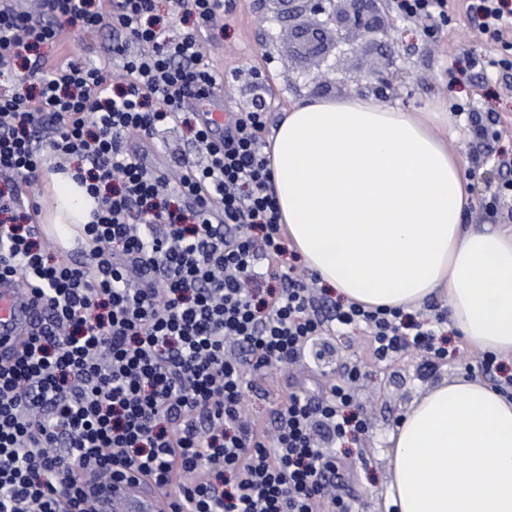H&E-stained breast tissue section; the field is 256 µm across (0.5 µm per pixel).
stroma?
I'll use <instances>...</instances> for the list:
<instances>
[{"mask_svg": "<svg viewBox=\"0 0 512 512\" xmlns=\"http://www.w3.org/2000/svg\"><path fill=\"white\" fill-rule=\"evenodd\" d=\"M313 22V16L306 14L296 22L279 25L267 20L262 0H233L222 27L201 34L206 61L224 76L226 107L249 110L256 93H263L268 107L265 136H272L284 111L297 102L373 95L366 76L380 57L378 41L355 31L348 44L329 48L325 58L297 55L295 28ZM391 22L387 40L394 51V106L413 111L439 101L470 102L482 120L499 116L497 135L480 143L474 142L467 118L455 117L448 130V148L472 177L474 202L467 223L512 226V193L503 191L497 165L499 159L512 158V78L484 76L474 67V60L491 54L493 48L463 13H456L449 26L434 34L427 32L422 21L395 16ZM114 39L108 28L89 34L67 25L56 52L81 63L94 62L110 53ZM129 144L144 149L148 163L161 168L171 158L196 154L183 128L167 130L158 149L145 147L135 136ZM317 296V309L328 320L321 341L338 352V361L323 364L307 354L290 366H270L256 386L245 390L243 410L251 418L272 422L275 410L293 390L306 388L314 397H322L344 366L359 365L364 376L354 385L351 410L366 421L367 429L335 445L337 461L348 470L347 482L337 493L350 502L352 512H383L390 429L441 381L462 374L480 380L484 374L478 360L471 358L470 348L456 336L450 337L448 354L441 359L410 350L390 361H376L364 331L344 333L331 323L332 306L338 299L335 290L321 286Z\"/></svg>", "mask_w": 512, "mask_h": 512, "instance_id": "1", "label": "stroma"}]
</instances>
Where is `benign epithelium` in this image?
I'll return each mask as SVG.
<instances>
[{
	"mask_svg": "<svg viewBox=\"0 0 512 512\" xmlns=\"http://www.w3.org/2000/svg\"><path fill=\"white\" fill-rule=\"evenodd\" d=\"M275 5L276 17H295L309 13L322 17L315 30L298 45V50L311 56L323 55L328 45L337 46L346 42L352 31L367 35L384 30V19L388 12V0H263ZM392 58L376 64L367 75L375 96L383 101L395 94V85L389 66Z\"/></svg>",
	"mask_w": 512,
	"mask_h": 512,
	"instance_id": "7a95c632",
	"label": "benign epithelium"
}]
</instances>
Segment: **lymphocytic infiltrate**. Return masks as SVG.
Returning <instances> with one entry per match:
<instances>
[{"instance_id": "1", "label": "lymphocytic infiltrate", "mask_w": 512, "mask_h": 512, "mask_svg": "<svg viewBox=\"0 0 512 512\" xmlns=\"http://www.w3.org/2000/svg\"><path fill=\"white\" fill-rule=\"evenodd\" d=\"M512 73V0H463ZM0 0V75L23 60L38 95L0 93V285L41 318L0 362V512H97V485L136 472L175 485L173 512H350L333 496L337 465L318 445L363 431L347 414L359 366L322 399L292 392L273 427L242 410L245 388L323 335L307 275L286 247L264 153L265 105L229 113L221 143L188 96L215 81L199 36L223 0H173L196 28L170 36L157 0ZM123 38L111 58L61 61L60 21ZM120 59L111 73L112 59ZM185 125L203 158L148 168L128 133L155 140ZM46 146L55 163L45 169ZM86 186L97 206L89 246L56 258L24 186L46 172ZM339 329L361 327L377 361L414 348L442 358L439 329L396 311L337 303Z\"/></svg>"}]
</instances>
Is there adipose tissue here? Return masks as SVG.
Returning a JSON list of instances; mask_svg holds the SVG:
<instances>
[{"mask_svg": "<svg viewBox=\"0 0 512 512\" xmlns=\"http://www.w3.org/2000/svg\"><path fill=\"white\" fill-rule=\"evenodd\" d=\"M444 112L314 99L285 112L268 152L281 224L346 302L410 312L451 300L471 346L512 357V226H472L471 181ZM386 494L399 512H512V399L442 382L393 427Z\"/></svg>", "mask_w": 512, "mask_h": 512, "instance_id": "1", "label": "adipose tissue"}]
</instances>
